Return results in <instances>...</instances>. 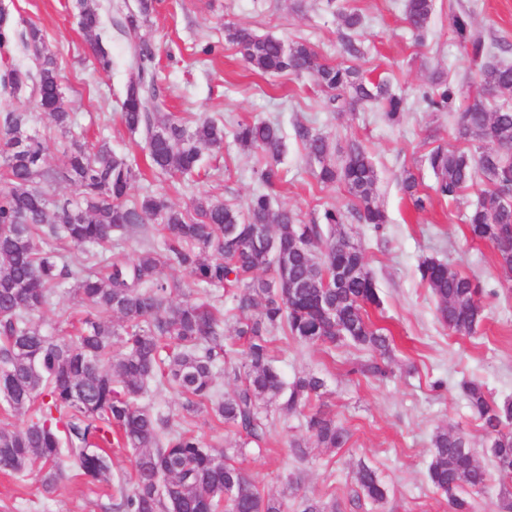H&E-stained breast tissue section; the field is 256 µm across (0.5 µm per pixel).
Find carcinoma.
Masks as SVG:
<instances>
[{"instance_id": "obj_1", "label": "carcinoma", "mask_w": 512, "mask_h": 512, "mask_svg": "<svg viewBox=\"0 0 512 512\" xmlns=\"http://www.w3.org/2000/svg\"><path fill=\"white\" fill-rule=\"evenodd\" d=\"M435 0H404L403 15L421 40ZM80 26L98 64L112 59L99 34L98 13L88 0H76ZM124 27L135 30L149 15L152 0H139L137 11L115 5ZM344 27L342 54L349 64L321 61L306 42L287 43L258 35L244 26L227 25L225 38L245 63L262 74L311 75L338 111L357 104L380 108L390 122L399 119L403 100L387 81L373 80L357 64L363 47L357 38L361 18L339 12ZM450 27L477 67L480 91L439 81L425 95L434 112L457 115V139L478 141L474 149L439 146L428 157L436 175L434 192L454 199L474 186L479 174L488 180L466 216L473 240L489 243L503 277L512 280V204L501 188L512 185V63L498 60L484 39L472 32L466 12L452 14ZM22 41L39 61L31 73L7 67L0 90V415L29 414L24 426L0 422V469L24 476L38 469L52 490L70 470L91 483L117 487L115 512H283V503L265 495L242 468L230 463L229 449L208 446L186 427L155 414L137 400L150 383L183 398L182 418L206 411L244 438V445L265 442L272 422L268 405L285 416L305 418V437L289 444L296 455L306 442L342 448L348 431L312 401L322 397L324 381L316 376L285 379L275 365L271 344L282 331L300 346L348 340L384 359L391 339L371 321L368 308L381 299L363 250L342 231L347 215L377 227L387 222L375 197L377 173L368 151L349 145L340 161L331 157L327 136L303 124L295 128L310 159L319 164L323 184H339L348 195L347 210L323 212V223L300 224L288 210L272 209L271 192L282 181L279 167L285 143L278 125L262 120L239 122L236 144L258 150L263 162L256 174L264 191L240 210L203 198L193 211L173 205L162 190L132 199L138 173L128 158L105 139H74L58 169L47 167L39 137L25 127L28 113L17 112V92L31 87L34 107L60 129L71 132L73 113L65 106L55 56L32 27ZM133 76L121 105V121L145 135L151 169L175 179L196 170L200 146L218 147L224 123L211 117L190 126L169 112L158 120L162 102L154 56L144 44L129 47ZM74 182L79 201L56 199L47 185ZM401 189L417 210L429 195L415 173L404 170ZM156 224L159 238L142 239L131 257L107 255L112 245ZM80 247L85 259L71 265L65 248ZM181 269L187 281L173 282L168 268ZM421 281L438 301L440 320L458 335L475 332L483 320V289L447 264L428 257L418 267ZM74 292L83 316L67 337L46 332L40 314L54 305L63 288ZM198 288L196 301L175 303L174 292ZM232 292V310L245 314L226 333L230 316L221 311L223 291ZM118 319L121 331L103 320ZM122 351L115 353L114 337ZM243 341L234 360L226 341ZM232 391L216 382L218 370ZM469 408L482 422L500 473L512 475V401L487 398L482 384L462 385ZM131 452V486L112 482L105 449ZM356 495L373 505L387 499L377 471L366 464L353 476ZM428 480L448 497L452 512H472L469 494L482 490L487 471L474 459L466 433L442 429L431 438Z\"/></svg>"}]
</instances>
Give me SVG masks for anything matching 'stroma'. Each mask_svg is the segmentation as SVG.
I'll use <instances>...</instances> for the list:
<instances>
[{"label": "stroma", "mask_w": 512, "mask_h": 512, "mask_svg": "<svg viewBox=\"0 0 512 512\" xmlns=\"http://www.w3.org/2000/svg\"><path fill=\"white\" fill-rule=\"evenodd\" d=\"M111 2L91 0L101 15L111 69L98 66L71 0H5L17 39L0 50V65L37 70V60L19 40L29 25H37L57 54L67 104L77 116L74 134L107 137L115 151L143 166L133 195L163 189L183 209L201 195L241 207L261 189L255 175L260 153L241 150L229 135L223 148H202L199 175L181 184L171 185L168 177L146 169L142 136L128 131L119 116L129 80L127 50L135 41L155 52L165 111L182 113L192 123L220 118L228 132L240 121L279 125L286 151L273 206L294 211L301 223L320 222L327 208H346L347 196L340 185L318 181V165L296 138V124L327 135L337 158L350 142L361 143L378 174L387 224L376 229L350 219L343 230L363 249L383 301L370 316L393 339L391 356L384 361L388 374H360L370 354L347 341L301 347L279 339L274 355L285 378L301 373L323 378L324 408L351 438L341 448H310L306 459L298 460L288 444L301 435L303 419L274 410L266 443L248 446L239 465L264 492L282 500L285 512H299L306 497L346 503L345 512H451L447 497L433 491L426 473L433 433L455 427L467 434L489 474L486 488L473 500V512H500V498L512 496V480L499 474L461 385L477 381L492 400L512 399V281L501 276L492 247L473 241L467 232L464 219L477 200L476 190L449 201L431 195L436 177L426 157L435 147L454 142L456 124L453 115L432 111L423 94L431 90L436 73L464 88L474 82L473 67L449 28L450 11H467L485 40L503 43L499 59L512 62V0H435L420 42L403 22L402 0H336L364 17L361 68L371 77L386 78L405 98L396 123L365 105L335 111L311 77L256 72L224 38L226 25H241L261 35L309 42L324 62H342L341 29L327 0H155L147 21L134 32L117 26ZM205 41L216 43L214 53H199ZM14 106L30 113L29 128L42 135L48 166H62L65 139L51 131L48 115L34 110L26 91ZM407 168L419 175L422 192L431 196L425 210H414L400 189ZM426 257L447 262L484 288V319L475 333L454 334L440 321L436 299L418 272ZM361 463L376 469L388 488L379 510L350 504L356 490L352 475ZM112 494L110 487L70 473L56 492L48 493L39 472L20 480L0 471V512H112Z\"/></svg>", "instance_id": "1"}]
</instances>
